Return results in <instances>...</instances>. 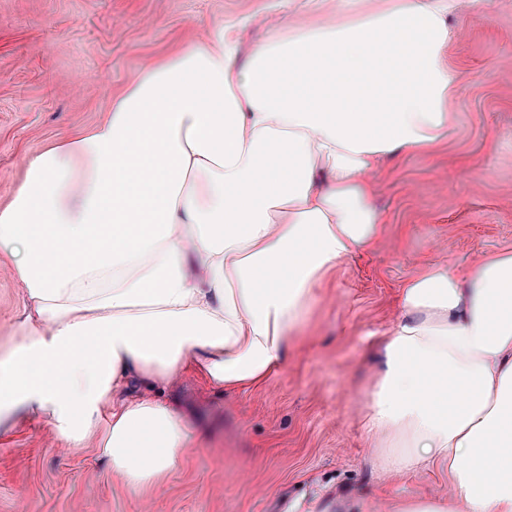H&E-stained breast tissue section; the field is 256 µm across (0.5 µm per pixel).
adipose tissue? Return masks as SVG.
Here are the masks:
<instances>
[{
	"label": "adipose tissue",
	"instance_id": "adipose-tissue-1",
	"mask_svg": "<svg viewBox=\"0 0 512 512\" xmlns=\"http://www.w3.org/2000/svg\"><path fill=\"white\" fill-rule=\"evenodd\" d=\"M290 2L288 37L246 65L232 28H214L28 161L0 209L24 296L0 427L42 418L64 452L96 440L131 488L158 489L195 437L164 392L188 373L228 393L267 384L317 289L373 250L381 160L452 126L456 0ZM400 303L366 427L387 470L446 467L448 494L399 512H512V253L464 277L428 267Z\"/></svg>",
	"mask_w": 512,
	"mask_h": 512
}]
</instances>
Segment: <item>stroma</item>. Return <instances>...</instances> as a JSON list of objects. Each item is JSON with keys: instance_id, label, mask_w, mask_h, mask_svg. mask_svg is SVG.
Returning a JSON list of instances; mask_svg holds the SVG:
<instances>
[{"instance_id": "1", "label": "stroma", "mask_w": 512, "mask_h": 512, "mask_svg": "<svg viewBox=\"0 0 512 512\" xmlns=\"http://www.w3.org/2000/svg\"><path fill=\"white\" fill-rule=\"evenodd\" d=\"M284 0H0V208L30 158L95 123L156 59L236 28L238 56L280 27ZM453 132L428 154L386 158L373 251L342 261L283 371L265 386L213 390L188 375L165 398L195 426L177 473L138 494L94 442L61 451L32 419L0 437V512H398L448 492L437 471L385 472L365 426L378 344L404 282L512 253V0H460L448 17ZM0 257V349L23 307Z\"/></svg>"}]
</instances>
